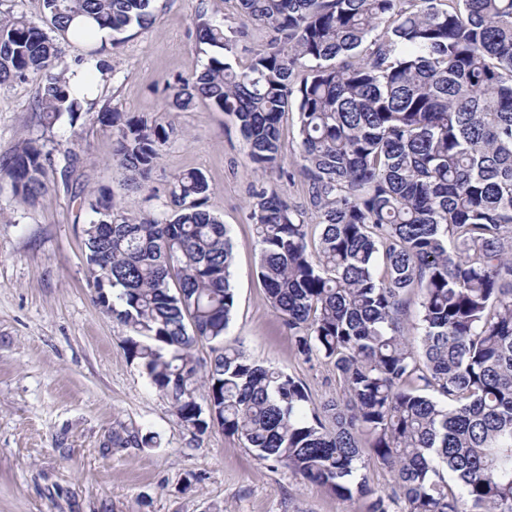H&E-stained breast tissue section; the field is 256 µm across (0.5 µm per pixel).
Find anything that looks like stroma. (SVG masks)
Instances as JSON below:
<instances>
[{"label":"stroma","mask_w":512,"mask_h":512,"mask_svg":"<svg viewBox=\"0 0 512 512\" xmlns=\"http://www.w3.org/2000/svg\"><path fill=\"white\" fill-rule=\"evenodd\" d=\"M226 26L237 0H158L151 26L112 53L105 95L113 111L172 123L147 188L129 190L112 160V130L96 113L46 129L34 110L38 78L0 88V163L22 142L52 155L50 194L30 205L0 179V512H365L287 468L258 460L212 427H184L170 402L128 357V329L92 301L83 227L88 201L109 189L132 214L170 212L168 182L194 169L208 179L206 207L230 230L235 305L228 341L300 379L316 403L335 398L329 364L303 362L257 274L249 217L253 191L284 193L308 209L307 183L255 173L235 119L204 103L171 112L167 81L202 69L214 49L199 43V8ZM75 140L65 159L59 143ZM154 435L151 446L136 438Z\"/></svg>","instance_id":"35a3bbf8"}]
</instances>
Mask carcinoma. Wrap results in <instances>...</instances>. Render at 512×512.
<instances>
[{"label":"carcinoma","mask_w":512,"mask_h":512,"mask_svg":"<svg viewBox=\"0 0 512 512\" xmlns=\"http://www.w3.org/2000/svg\"><path fill=\"white\" fill-rule=\"evenodd\" d=\"M43 24L0 17V86L41 77L51 129L82 105L112 127L113 159L142 188L174 127L101 102L113 76L95 30L152 22L154 0H42ZM240 24L200 11L215 48L170 105L201 98L239 123L256 171L308 185L321 232L262 188L250 217L258 274L298 355L332 364L339 395L307 386L224 341L233 246L205 208L196 170L172 178L169 218L136 217L103 192L83 229L94 301L130 331L129 357L181 423L224 434L367 512H512V0H238ZM272 33L236 70L235 38ZM90 44L96 85L79 93L61 41ZM298 114L300 150L281 168L280 126ZM50 153L30 142L5 167L15 195L49 192ZM414 321L408 320L411 304ZM214 344L210 360L198 343ZM397 490L378 493L363 450Z\"/></svg>","instance_id":"carcinoma-1"}]
</instances>
